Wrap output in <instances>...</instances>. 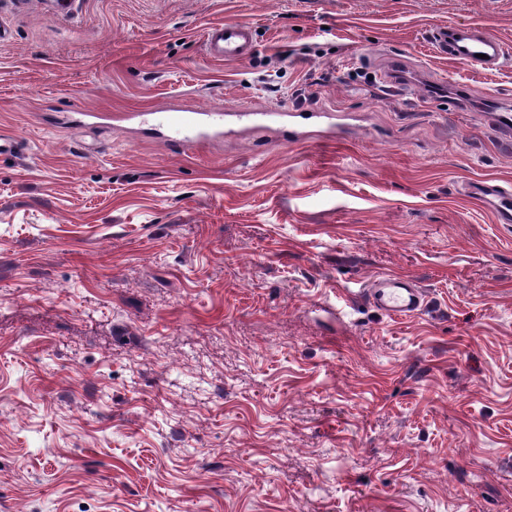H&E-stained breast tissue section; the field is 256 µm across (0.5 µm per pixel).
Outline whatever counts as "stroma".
Returning a JSON list of instances; mask_svg holds the SVG:
<instances>
[{"label": "stroma", "instance_id": "obj_1", "mask_svg": "<svg viewBox=\"0 0 512 512\" xmlns=\"http://www.w3.org/2000/svg\"><path fill=\"white\" fill-rule=\"evenodd\" d=\"M250 24L238 61L208 30ZM486 25V71L436 26ZM403 61L394 93L381 74ZM512 0H0V512H512ZM339 114L173 148L127 112ZM425 292L410 317L361 296ZM433 39L439 53L459 58L483 70H495L505 59L502 41L484 25L448 22L435 30ZM477 54L486 55V59L477 57ZM468 192L474 199L492 205L501 224L512 223L511 191L487 181H474L468 185ZM364 297L380 312L396 317L417 314L426 298L417 284L390 274L377 276L365 289Z\"/></svg>", "mask_w": 512, "mask_h": 512}]
</instances>
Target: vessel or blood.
I'll return each instance as SVG.
<instances>
[{
	"label": "vessel or blood",
	"instance_id": "1",
	"mask_svg": "<svg viewBox=\"0 0 512 512\" xmlns=\"http://www.w3.org/2000/svg\"><path fill=\"white\" fill-rule=\"evenodd\" d=\"M439 53L461 59L484 70L497 69L505 59L502 41L487 26L449 23L434 32ZM253 49L250 26L227 21L212 27L207 34V50L217 60L236 61L249 56ZM224 119L220 112H156L153 122L169 134L172 144L181 145L220 130ZM474 199L492 205L501 223H512V192L487 181H474L468 186ZM364 297L374 308L388 315L408 317L417 314L425 303L422 288L396 275L377 276L366 288Z\"/></svg>",
	"mask_w": 512,
	"mask_h": 512
}]
</instances>
